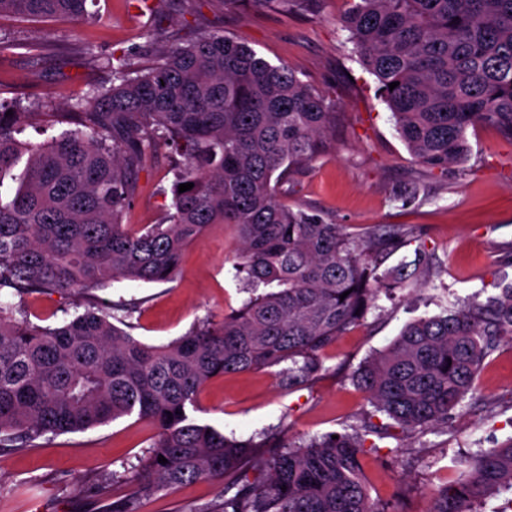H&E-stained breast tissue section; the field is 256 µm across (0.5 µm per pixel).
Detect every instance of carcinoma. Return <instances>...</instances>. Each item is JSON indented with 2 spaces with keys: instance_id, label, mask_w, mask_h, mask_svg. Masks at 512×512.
<instances>
[{
  "instance_id": "carcinoma-1",
  "label": "carcinoma",
  "mask_w": 512,
  "mask_h": 512,
  "mask_svg": "<svg viewBox=\"0 0 512 512\" xmlns=\"http://www.w3.org/2000/svg\"><path fill=\"white\" fill-rule=\"evenodd\" d=\"M350 2L348 40L417 162L443 173L467 161L476 124L512 139V0ZM258 3L314 14L320 0ZM3 13L93 21L87 0H0ZM102 65L111 84L58 115L59 132L42 143L17 138L33 119L22 101L0 106V448L135 416L154 429L151 445L120 475L124 497L100 499L99 512H139L142 500L196 481L221 489L190 512H385L368 493L357 433L291 444L279 430L257 442L193 417L201 387L224 374L278 367L284 389L307 386L325 370L324 349L374 303L385 258L409 241L405 224L358 237L276 199L278 185L331 148L333 102L222 32L165 46L148 67L113 54ZM160 141L179 156L171 205L163 223L133 228L122 217ZM185 183L194 187L179 192ZM211 224L236 228V271L252 296L166 344L128 332L122 301L89 304L54 327L17 318L6 301L171 282ZM504 339L512 343V284L410 322L354 379L403 434L446 432ZM503 490L512 440L468 463L430 512H477Z\"/></svg>"
}]
</instances>
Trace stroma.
<instances>
[{"instance_id":"stroma-1","label":"stroma","mask_w":512,"mask_h":512,"mask_svg":"<svg viewBox=\"0 0 512 512\" xmlns=\"http://www.w3.org/2000/svg\"><path fill=\"white\" fill-rule=\"evenodd\" d=\"M347 0H323L318 15L270 9L256 0H88L94 20L0 17V101L33 102L39 112H67L91 86L111 75L98 57L122 55L155 40L187 41L201 29L221 31L274 65H287L335 99L342 122L330 151L295 173L278 194L324 220L365 234L378 225L406 224L411 243L389 256L393 267L422 256L425 273L378 295L357 326L325 352V370L296 391L275 371L212 379L199 393L196 417L246 440L286 426L290 442L361 429L371 406L352 380L354 371L387 347L409 322L459 307L478 291L512 283V140L495 128H469L468 160L447 172L418 164L400 139L378 82L352 51L342 20ZM94 55H87V48ZM173 176L166 149L141 174L124 217L135 226L157 224L169 205ZM240 242L233 225L214 224L186 251L168 283L128 282L99 291L100 300L135 304L133 334L162 345L202 320L221 322L247 298L234 266ZM152 428L125 417L85 432L37 440L0 456V512H97L95 491L107 500L125 492L113 481L149 448ZM512 439V343L486 358L475 389L448 421L447 432L413 438L400 429L371 434L364 475L372 499L388 512H430L436 491L455 485L463 460ZM218 494L216 484L192 482L146 501L141 512H186Z\"/></svg>"}]
</instances>
